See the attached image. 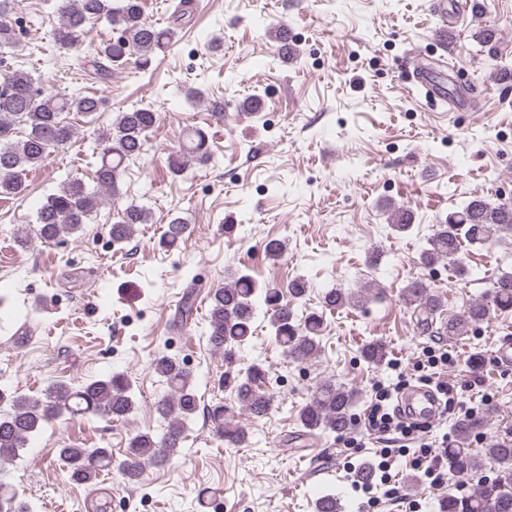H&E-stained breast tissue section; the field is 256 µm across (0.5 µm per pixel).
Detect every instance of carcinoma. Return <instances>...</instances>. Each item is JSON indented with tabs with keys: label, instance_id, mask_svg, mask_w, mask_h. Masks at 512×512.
Wrapping results in <instances>:
<instances>
[{
	"label": "carcinoma",
	"instance_id": "carcinoma-1",
	"mask_svg": "<svg viewBox=\"0 0 512 512\" xmlns=\"http://www.w3.org/2000/svg\"><path fill=\"white\" fill-rule=\"evenodd\" d=\"M10 0H0V196L20 195L25 191L24 176L28 169L41 165L51 150L71 143L77 134L69 115L93 118L108 109L106 100L90 95L73 96L53 93L38 85L31 72L10 64L13 51L21 45L15 20L9 16ZM61 22L55 39L62 46L79 50L86 34V24L105 21L117 31V38L103 51V60H83L82 70L106 80L112 67L133 57L139 69L146 71L152 58L172 46L176 31L160 28L144 14L143 0H62ZM158 121V113L149 106H133L116 113L109 126L98 130L99 161L94 172L97 189L90 190L78 178L62 182L38 212L37 225L20 235L27 244L36 238L50 242L73 234L90 219L109 197L118 194V184L130 162L144 151L148 134ZM211 149L201 128H188L180 149L170 158L173 174L184 171L187 162L209 161ZM387 223L392 232L405 235L413 229V212L399 204L387 205ZM150 211L129 204L112 224V241L121 244L133 234L137 224H147ZM188 232V225L175 218L167 225L161 241L165 247L177 245ZM512 238V201H491L475 194L434 225L426 239L419 262L426 268L448 263L455 277L471 276L464 261V250L473 245H491ZM195 279L183 296L179 318H194ZM308 294L307 281L295 276L287 284L261 285L250 274L239 270L229 274V281L207 293L210 346L224 354V361L235 363L253 338L257 310L265 307L264 317L271 336L294 362H305L321 350L323 315L317 311L298 313L294 304ZM401 299L416 314L418 324L427 331L450 338L468 335L497 314L512 311V271H499L491 279L488 299H477L459 315L441 317L445 302L442 295L420 280L402 288ZM367 289L348 292L330 288L321 297L324 309L346 306L362 307L367 303ZM365 362L380 365L387 358L386 345L380 341L365 343L360 349ZM151 369L166 385V393L157 401L156 411L166 422L162 436L151 431L139 432L126 445L123 459L114 462L112 449L84 448L68 445L58 449L70 481L77 485L96 481L104 471L117 465L129 483L140 482L144 466L163 465L178 454L184 439L185 425L200 407L193 373L175 358H154ZM268 369L251 362L244 369L228 370L220 386L228 400L253 418H262L274 409V396L265 390ZM357 402L355 390L328 380L322 382L298 413L302 435L317 431H342L349 427ZM134 409L133 388L129 378L114 373L94 380L78 389L64 382L49 386L40 397L18 390L0 389V461H11L44 426L63 417L102 416L123 420ZM228 406L219 400L208 409L211 433L227 448L248 445L247 430L224 419ZM491 409L459 417L454 425V440L445 457L454 473L468 475L489 467L493 480L469 494L447 493L438 503L439 512H512V441L488 444L478 453L472 439L488 425ZM0 512H30V507L14 485L0 480Z\"/></svg>",
	"mask_w": 512,
	"mask_h": 512
}]
</instances>
